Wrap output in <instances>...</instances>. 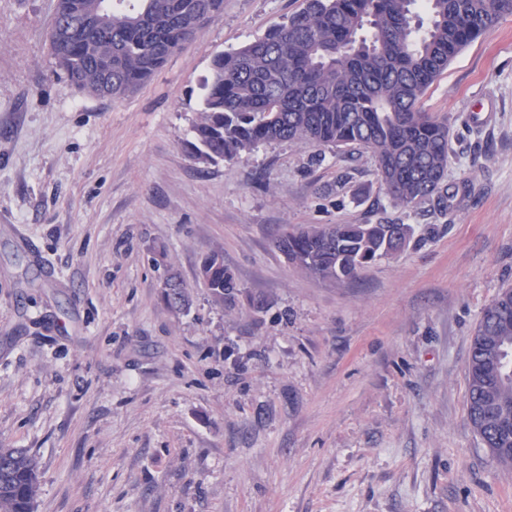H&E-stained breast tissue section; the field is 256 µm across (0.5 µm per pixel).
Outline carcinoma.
<instances>
[{
    "label": "carcinoma",
    "mask_w": 512,
    "mask_h": 512,
    "mask_svg": "<svg viewBox=\"0 0 512 512\" xmlns=\"http://www.w3.org/2000/svg\"><path fill=\"white\" fill-rule=\"evenodd\" d=\"M223 0H58L49 46L85 93L122 98L148 82ZM427 18H422V15ZM512 14V0H305L304 7L232 53L216 55L200 85L191 157L232 161L281 141L371 154L390 201L405 209L448 199V121L422 112L429 86L468 45ZM411 224H320L280 236L299 269L354 278L394 255ZM198 283L232 306L241 293L217 252L202 256ZM164 299L190 306L183 282L164 279ZM512 288L483 311L468 362V420L496 463L512 468ZM39 466L23 448L0 446V512H34Z\"/></svg>",
    "instance_id": "obj_1"
}]
</instances>
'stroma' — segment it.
Here are the masks:
<instances>
[{
  "instance_id": "obj_1",
  "label": "stroma",
  "mask_w": 512,
  "mask_h": 512,
  "mask_svg": "<svg viewBox=\"0 0 512 512\" xmlns=\"http://www.w3.org/2000/svg\"><path fill=\"white\" fill-rule=\"evenodd\" d=\"M56 3L0 0V445L37 458L35 512H512L466 413L474 330L512 286V15L419 103L449 122L443 211L395 206L366 152L188 156L212 58L303 0H224L121 100L57 67ZM311 224L415 234L334 282L275 246ZM210 250L235 307L196 280ZM164 299L167 304L178 310H186L190 306V297L183 282L173 273L164 279Z\"/></svg>"
}]
</instances>
